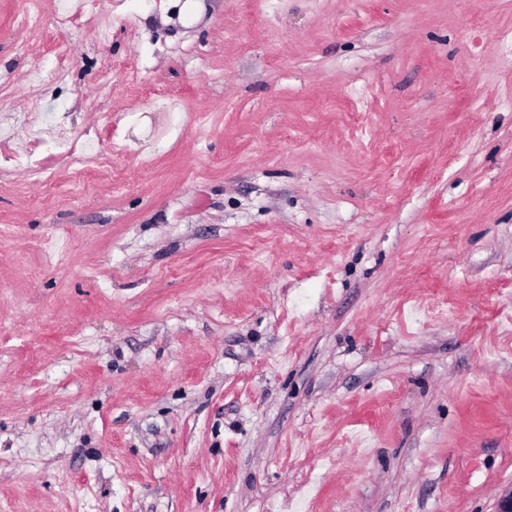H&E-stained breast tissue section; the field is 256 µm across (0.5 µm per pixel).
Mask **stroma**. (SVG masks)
Listing matches in <instances>:
<instances>
[{"mask_svg": "<svg viewBox=\"0 0 512 512\" xmlns=\"http://www.w3.org/2000/svg\"><path fill=\"white\" fill-rule=\"evenodd\" d=\"M60 2L0 0V512H494L512 0Z\"/></svg>", "mask_w": 512, "mask_h": 512, "instance_id": "35a3bbf8", "label": "stroma"}]
</instances>
